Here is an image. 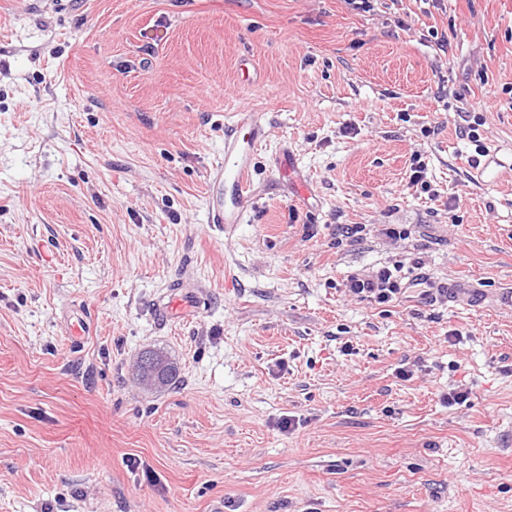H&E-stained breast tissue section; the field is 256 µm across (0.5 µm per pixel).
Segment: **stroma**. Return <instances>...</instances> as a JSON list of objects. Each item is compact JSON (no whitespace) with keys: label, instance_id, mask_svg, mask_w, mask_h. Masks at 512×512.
<instances>
[{"label":"stroma","instance_id":"1","mask_svg":"<svg viewBox=\"0 0 512 512\" xmlns=\"http://www.w3.org/2000/svg\"><path fill=\"white\" fill-rule=\"evenodd\" d=\"M478 102L511 153L512 0H0V512H512V171L472 178ZM242 110L269 136L226 234ZM382 266L402 298L349 295ZM149 349L171 386L134 382ZM224 127V161L214 167L207 181V221L229 233L242 224L246 204H254L252 160L267 138L266 125L252 112H238Z\"/></svg>","mask_w":512,"mask_h":512}]
</instances>
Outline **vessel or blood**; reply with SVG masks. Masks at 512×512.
<instances>
[{
    "mask_svg": "<svg viewBox=\"0 0 512 512\" xmlns=\"http://www.w3.org/2000/svg\"><path fill=\"white\" fill-rule=\"evenodd\" d=\"M267 138L266 125L253 113H238L224 128V160L208 177V223L232 230L242 223L247 204L256 202L252 160Z\"/></svg>",
    "mask_w": 512,
    "mask_h": 512,
    "instance_id": "vessel-or-blood-1",
    "label": "vessel or blood"
}]
</instances>
